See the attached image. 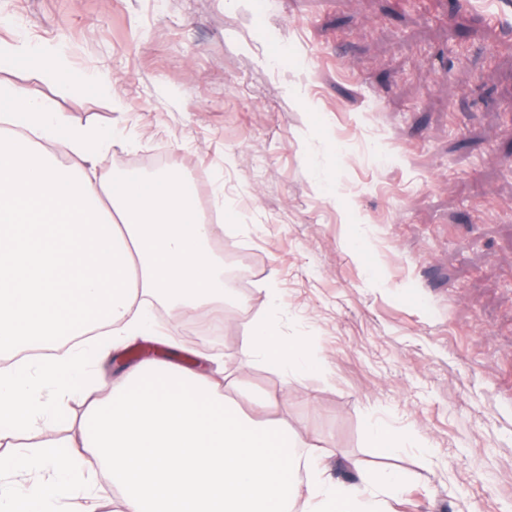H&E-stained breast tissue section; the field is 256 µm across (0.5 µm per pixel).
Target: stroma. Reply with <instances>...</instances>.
Here are the masks:
<instances>
[{"label":"stroma","instance_id":"obj_1","mask_svg":"<svg viewBox=\"0 0 512 512\" xmlns=\"http://www.w3.org/2000/svg\"><path fill=\"white\" fill-rule=\"evenodd\" d=\"M254 2L0 0V40L62 45L111 82L0 85L121 131L99 172L190 176L246 267L216 340L160 305L156 335L96 371L176 345L221 357L332 476L402 474L393 512H512V0ZM271 284L317 371L239 366ZM371 415L411 446L372 448Z\"/></svg>","mask_w":512,"mask_h":512}]
</instances>
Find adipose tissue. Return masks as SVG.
Masks as SVG:
<instances>
[{
	"label": "adipose tissue",
	"instance_id": "adipose-tissue-1",
	"mask_svg": "<svg viewBox=\"0 0 512 512\" xmlns=\"http://www.w3.org/2000/svg\"><path fill=\"white\" fill-rule=\"evenodd\" d=\"M0 99V122L19 130L0 137V354L73 339L64 356L0 369V419L48 432L52 406L80 402L82 451L98 465L72 468L60 439L1 458L0 512H64L73 492L95 499L101 475L116 492L112 512H387L397 474L330 480L319 449L267 415V399L246 407L229 395L217 360L142 361L109 382L90 376L89 357L153 335L150 303L223 316L224 269L210 243L224 227L189 203L182 175L98 173L115 131L65 125L15 86L1 87ZM42 141L70 165L34 154ZM271 306L250 322L239 362L316 369L306 339L282 335L280 302ZM100 326L108 342L93 337Z\"/></svg>",
	"mask_w": 512,
	"mask_h": 512
}]
</instances>
